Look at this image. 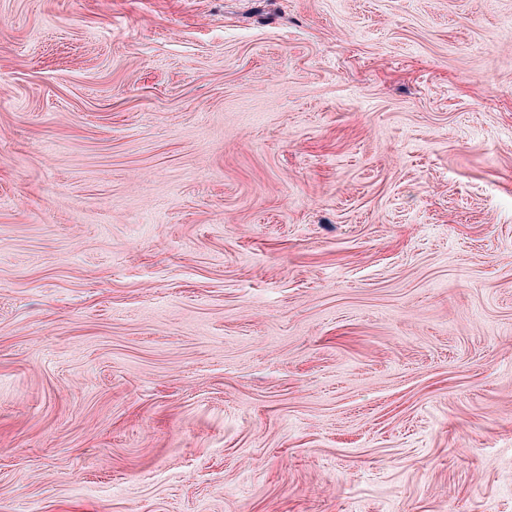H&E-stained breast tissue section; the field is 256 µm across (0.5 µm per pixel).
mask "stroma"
<instances>
[{"mask_svg": "<svg viewBox=\"0 0 512 512\" xmlns=\"http://www.w3.org/2000/svg\"><path fill=\"white\" fill-rule=\"evenodd\" d=\"M0 512H512V0H0Z\"/></svg>", "mask_w": 512, "mask_h": 512, "instance_id": "obj_1", "label": "stroma"}]
</instances>
